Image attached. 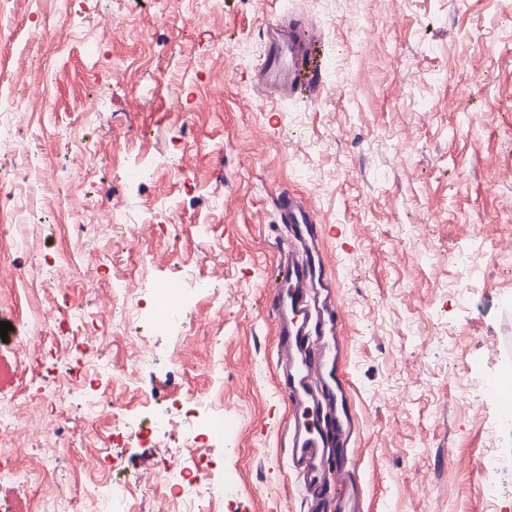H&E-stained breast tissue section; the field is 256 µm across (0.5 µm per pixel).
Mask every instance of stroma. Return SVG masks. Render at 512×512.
<instances>
[{
	"label": "stroma",
	"mask_w": 512,
	"mask_h": 512,
	"mask_svg": "<svg viewBox=\"0 0 512 512\" xmlns=\"http://www.w3.org/2000/svg\"><path fill=\"white\" fill-rule=\"evenodd\" d=\"M274 19L317 32L315 94L255 89ZM44 25L53 39L31 45ZM0 95L28 101L0 135L35 157L0 155V191L21 193L0 223V321L11 325L0 363L13 371L0 405L20 407L17 458L33 442L28 407L81 363L88 329L76 317L69 358L43 355V373L21 365L16 343L35 308L60 304L55 269L73 259L82 276L70 295L127 324L101 344L100 377L114 387L113 419L142 429L116 446L99 433V468L128 476L170 450L192 467L171 404L217 389L224 435L194 497L220 483L213 512H307L280 438L263 301L285 234L274 200L289 188L326 226L365 512H512V420L495 389L512 382V0H172L164 11L158 0H9ZM75 139L90 148L77 193L96 202L80 220L94 234L65 209ZM187 270L194 296L176 327L155 331L154 288ZM115 277L138 308L110 299ZM135 344L151 364L134 368ZM44 448L54 472L28 489L0 485V504L38 512L87 482L77 445Z\"/></svg>",
	"instance_id": "35a3bbf8"
}]
</instances>
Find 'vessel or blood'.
<instances>
[{"mask_svg":"<svg viewBox=\"0 0 512 512\" xmlns=\"http://www.w3.org/2000/svg\"><path fill=\"white\" fill-rule=\"evenodd\" d=\"M316 49L308 27L291 25L268 40L255 86L264 92L313 89L320 70ZM276 209L288 242L277 249L264 303L274 316L276 391L290 408V469L309 512H362L352 459L362 425L350 397L342 303L328 270L324 228L301 194L281 191Z\"/></svg>","mask_w":512,"mask_h":512,"instance_id":"b4317fda","label":"vessel or blood"}]
</instances>
